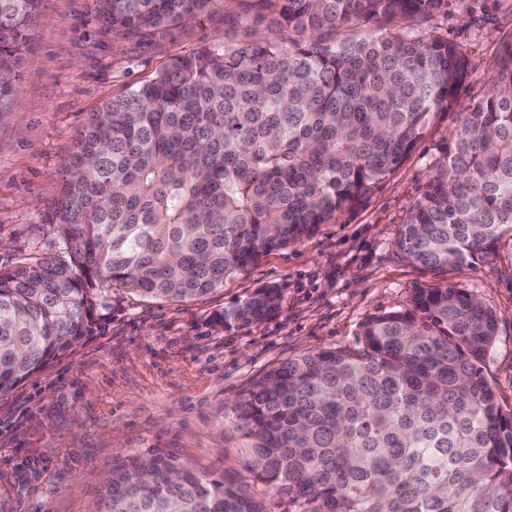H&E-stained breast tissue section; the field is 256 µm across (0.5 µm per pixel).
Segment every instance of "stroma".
<instances>
[{
    "label": "stroma",
    "instance_id": "stroma-1",
    "mask_svg": "<svg viewBox=\"0 0 512 512\" xmlns=\"http://www.w3.org/2000/svg\"><path fill=\"white\" fill-rule=\"evenodd\" d=\"M243 9L227 0L175 38L143 45L113 42L93 0H42L18 96L0 113L1 268L63 254V162L90 113L202 37L222 35L225 16ZM433 24L472 63L457 89L460 106L478 104L512 36V0H469L466 11L448 9ZM458 125L457 112L436 114L404 163L366 196L205 297L167 302L113 288L92 335L0 394V512H98L112 462L126 456H161L255 485L234 411L239 395L283 361L355 345L361 322L407 307L423 287L466 289L497 314L483 372L512 408V232L496 258L443 269L413 266L395 248ZM269 287L279 297L267 316L216 323Z\"/></svg>",
    "mask_w": 512,
    "mask_h": 512
}]
</instances>
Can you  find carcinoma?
<instances>
[{"instance_id":"1","label":"carcinoma","mask_w":512,"mask_h":512,"mask_svg":"<svg viewBox=\"0 0 512 512\" xmlns=\"http://www.w3.org/2000/svg\"><path fill=\"white\" fill-rule=\"evenodd\" d=\"M79 131L57 201L67 255L0 269V393L94 332L116 285L195 300L301 240L396 170L469 63L438 36L449 0H258ZM223 0H94L112 39L152 42ZM40 0H0V111ZM267 25L260 30L259 25ZM395 247L422 268L495 256L512 232V39ZM272 288L219 321L258 319ZM495 312L418 288L354 347L280 363L235 404L250 470L296 512H512V408L482 365ZM100 512H270L251 487L157 457L114 463Z\"/></svg>"}]
</instances>
